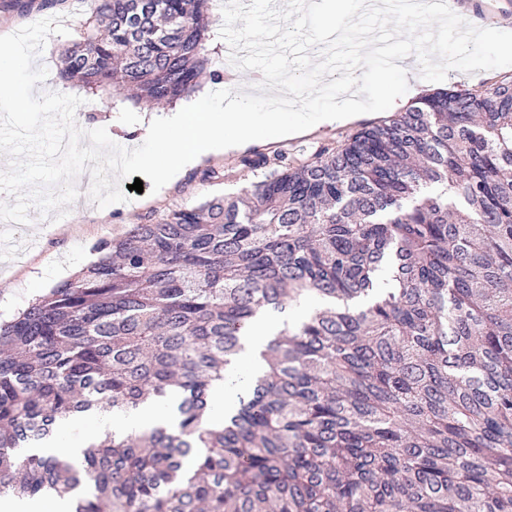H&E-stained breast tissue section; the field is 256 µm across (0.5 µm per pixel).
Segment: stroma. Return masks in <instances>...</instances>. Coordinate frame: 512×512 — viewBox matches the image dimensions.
Returning a JSON list of instances; mask_svg holds the SVG:
<instances>
[{"label":"stroma","mask_w":512,"mask_h":512,"mask_svg":"<svg viewBox=\"0 0 512 512\" xmlns=\"http://www.w3.org/2000/svg\"><path fill=\"white\" fill-rule=\"evenodd\" d=\"M461 16L473 26L512 32V0H456ZM89 9L86 0H63L53 11L61 24L68 27L65 35H50L36 63L46 68L47 77L36 84V93L58 92L75 95L83 100L75 112L79 128H106L109 135L119 129L132 131L135 138L145 140L144 125L161 116L159 108H149L117 95L93 96L78 83L60 77V55L70 43V34L80 26ZM507 68L476 70L464 73L449 71L442 82L409 87L404 95L406 104H413L420 95L440 89L459 88L484 91ZM382 113H365L357 119L336 125H314L299 136L257 140L242 148L204 157L178 180L157 193H133L130 201L98 208L89 199V185L78 186L81 205L69 206L67 215L55 221L31 209L27 224H11L5 237L0 238V320L11 319L33 300L46 294L60 281L61 267L78 272L96 257L95 245L103 239H118L133 225L146 221L157 222L174 210L197 205L215 195L241 192L261 178L258 170L244 168L243 156L260 152L269 156L284 154L289 159L304 161L324 147L341 145L363 126L382 120ZM215 172V179H205V172Z\"/></svg>","instance_id":"stroma-1"}]
</instances>
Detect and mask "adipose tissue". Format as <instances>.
<instances>
[{"label": "adipose tissue", "mask_w": 512, "mask_h": 512, "mask_svg": "<svg viewBox=\"0 0 512 512\" xmlns=\"http://www.w3.org/2000/svg\"><path fill=\"white\" fill-rule=\"evenodd\" d=\"M307 307L301 306L290 313L289 317L260 314L249 327L244 338L243 359L250 365L252 372L265 370L266 364L261 357V351L267 340L281 330L285 320H299L308 316ZM178 423L169 406L154 403L131 407L122 412H106L96 414L91 432L69 444H61L59 439L47 440L41 448L43 454L51 455L58 449H65L67 456L73 462H80L84 452L93 440L95 434L110 431L116 434H138L157 426L173 427Z\"/></svg>", "instance_id": "1"}]
</instances>
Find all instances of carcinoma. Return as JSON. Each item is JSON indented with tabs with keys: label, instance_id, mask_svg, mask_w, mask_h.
I'll return each mask as SVG.
<instances>
[{
	"label": "carcinoma",
	"instance_id": "1",
	"mask_svg": "<svg viewBox=\"0 0 512 512\" xmlns=\"http://www.w3.org/2000/svg\"><path fill=\"white\" fill-rule=\"evenodd\" d=\"M62 0H14L23 11ZM210 0H90L61 74L173 105ZM242 190L97 244L0 323V493L75 512H512V76L437 92ZM270 338L218 425L212 383ZM178 394L175 429L32 452L60 423ZM308 315V308L300 306L293 312H289V315L272 316L263 313L256 318L244 337V350L241 353L243 359L250 365L253 374L267 368L260 355L267 340L284 328L285 321H296Z\"/></svg>",
	"mask_w": 512,
	"mask_h": 512
}]
</instances>
